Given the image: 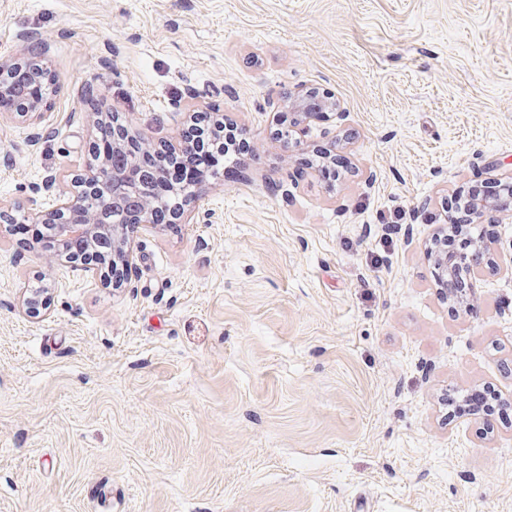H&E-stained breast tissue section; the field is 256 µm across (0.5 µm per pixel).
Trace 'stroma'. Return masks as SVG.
I'll return each instance as SVG.
<instances>
[{
    "instance_id": "obj_1",
    "label": "stroma",
    "mask_w": 512,
    "mask_h": 512,
    "mask_svg": "<svg viewBox=\"0 0 512 512\" xmlns=\"http://www.w3.org/2000/svg\"><path fill=\"white\" fill-rule=\"evenodd\" d=\"M23 31L54 81L0 110L1 208L71 193L103 108L154 149L220 112L251 153L213 223L136 229L118 289L0 234V512H512V217L473 308L425 252L512 177V0H0V57ZM309 88L340 115L275 144ZM318 95L322 101L325 113L336 115L341 112H336V101L331 100L330 97L320 96L316 91L298 92L290 95L278 104L279 112L277 116V128L274 131V140L280 144H288L294 147H301L303 140L301 139L303 129L299 128L302 118L308 114V103L312 96ZM299 136V137H296ZM452 208L464 209L469 218L468 224H484L485 216L493 211H501L497 203L491 199H475L472 196L465 197L463 193H457L451 200Z\"/></svg>"
}]
</instances>
